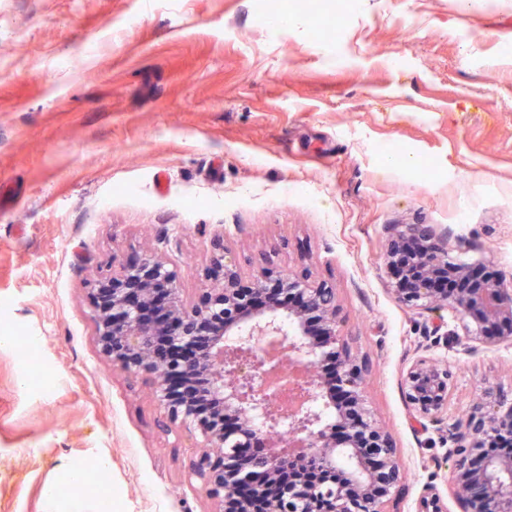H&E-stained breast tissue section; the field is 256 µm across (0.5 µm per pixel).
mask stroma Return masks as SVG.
<instances>
[{
    "label": "stroma",
    "mask_w": 512,
    "mask_h": 512,
    "mask_svg": "<svg viewBox=\"0 0 512 512\" xmlns=\"http://www.w3.org/2000/svg\"><path fill=\"white\" fill-rule=\"evenodd\" d=\"M316 2L0 0V184L23 191L0 205V512H47L50 483L64 502L108 492L112 512H209L191 441L113 370L89 291L151 251L193 298L226 249L243 274L335 288L403 473L385 512H417L430 485L464 512L451 430L487 393L512 403V339L469 342L448 311L399 303L385 254L392 225L431 224L466 241L458 261L512 276V0H351L328 38ZM291 12L302 29L275 24ZM29 345L48 388L18 384ZM419 357L452 380L417 432L401 376Z\"/></svg>",
    "instance_id": "1"
}]
</instances>
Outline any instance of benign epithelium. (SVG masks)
Instances as JSON below:
<instances>
[{
  "instance_id": "obj_1",
  "label": "benign epithelium",
  "mask_w": 512,
  "mask_h": 512,
  "mask_svg": "<svg viewBox=\"0 0 512 512\" xmlns=\"http://www.w3.org/2000/svg\"><path fill=\"white\" fill-rule=\"evenodd\" d=\"M403 239L417 243L412 264L418 274L411 278L409 290L391 282L390 292L398 301L431 312L451 311L465 323L469 341L512 337V283L481 280L469 266L451 261L446 231L438 234L425 224H396L387 255ZM440 269L460 282L454 294L428 288L432 273ZM214 272L221 277L202 289L197 303L178 288L177 272L151 255L121 265L101 282L112 285L105 304L98 302L99 289L93 291L96 335L112 367L129 376H146L167 413L162 430L196 440L199 451L190 463L189 477L217 502L215 512H224L228 497L239 502V512H255L257 500L262 512H317L321 497L331 502V512H384L401 477L396 449L366 408L362 384L367 362L351 352L340 328L336 289L260 267L251 273L249 291L265 305L253 308L241 301V269L229 250L215 262ZM271 280L293 296L288 305L271 298ZM160 293L165 295L166 319L148 322L145 310ZM210 319L214 325L207 332V344L182 364L181 374L187 380H201L210 404L237 419L236 434L207 424L194 406L172 402L169 360L156 350L161 338L195 345L201 326ZM313 321L316 331L310 326ZM324 347L338 352L341 380L359 410L356 423L349 421L319 374ZM449 385L448 369L427 358L406 368L401 387L415 428L424 431L438 420L448 407ZM511 429L512 406L505 409L496 398L477 402L465 424L455 427L448 490L467 504L466 512H476L475 488L489 502L487 512H512V455L488 456L472 465L483 444ZM255 437L267 441L265 450L251 459L265 482L248 483L217 469L212 455L237 456ZM309 460L327 470H343L346 481L337 488L307 485L301 500L268 492L282 468ZM420 507L421 512H447L434 486L426 487Z\"/></svg>"
}]
</instances>
